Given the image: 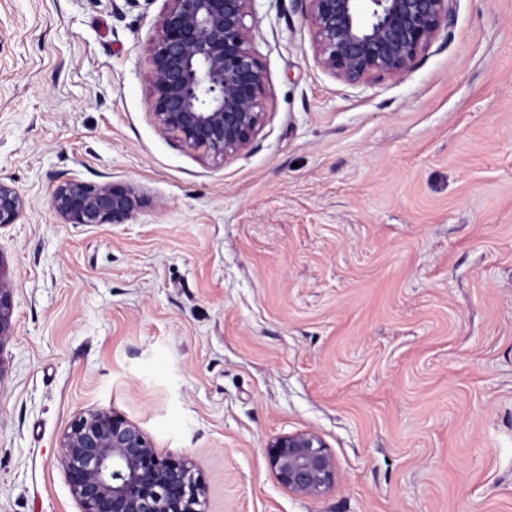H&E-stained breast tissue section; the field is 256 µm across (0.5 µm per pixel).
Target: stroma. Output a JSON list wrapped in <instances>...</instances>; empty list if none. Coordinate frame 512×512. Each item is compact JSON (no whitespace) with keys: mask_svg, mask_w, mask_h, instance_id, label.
Segmentation results:
<instances>
[{"mask_svg":"<svg viewBox=\"0 0 512 512\" xmlns=\"http://www.w3.org/2000/svg\"><path fill=\"white\" fill-rule=\"evenodd\" d=\"M164 0H0V512H79L70 421L112 408L192 460L205 512H512V0H457L401 78L349 85L305 0H254L251 146L162 134L148 47ZM143 199L68 224V180ZM338 482L288 491L280 435ZM23 208V198L16 188L0 180V227L17 223ZM13 311V289L0 267V342L8 336ZM326 448L319 435L303 431L273 438L267 456L281 485L296 495L317 498L334 488L338 476Z\"/></svg>","mask_w":512,"mask_h":512,"instance_id":"1","label":"stroma"}]
</instances>
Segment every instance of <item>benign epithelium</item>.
Wrapping results in <instances>:
<instances>
[{"label": "benign epithelium", "instance_id": "1", "mask_svg": "<svg viewBox=\"0 0 512 512\" xmlns=\"http://www.w3.org/2000/svg\"><path fill=\"white\" fill-rule=\"evenodd\" d=\"M253 0H165L149 44L150 106L159 130L214 159L247 149L264 119V66L245 22ZM318 65L359 84L401 78L454 20L455 0H307ZM121 184L73 179L53 190L51 208L69 224H124L140 207ZM20 193L0 180V227L20 219ZM13 289L0 270V340L8 335ZM61 464L79 512H204L205 486L192 461L162 455L135 422L110 408L70 421ZM270 467L290 492L320 497L337 468L310 431L267 445Z\"/></svg>", "mask_w": 512, "mask_h": 512}]
</instances>
